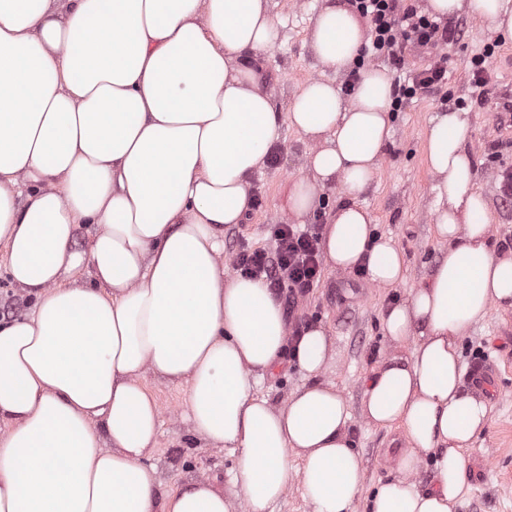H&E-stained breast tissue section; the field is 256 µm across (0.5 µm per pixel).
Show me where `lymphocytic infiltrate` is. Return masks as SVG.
Wrapping results in <instances>:
<instances>
[{
	"mask_svg": "<svg viewBox=\"0 0 512 512\" xmlns=\"http://www.w3.org/2000/svg\"><path fill=\"white\" fill-rule=\"evenodd\" d=\"M349 2L370 24L372 56L404 74L392 101L394 111L447 86L448 57L443 49L458 39L459 26L418 13L406 0ZM412 55L424 57L425 65L406 69V60ZM270 239L273 248L269 251L241 244L231 254L232 268L263 278L274 295L305 296L317 286L323 272L319 225L274 224Z\"/></svg>",
	"mask_w": 512,
	"mask_h": 512,
	"instance_id": "obj_1",
	"label": "lymphocytic infiltrate"
}]
</instances>
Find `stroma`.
Here are the masks:
<instances>
[{
	"instance_id": "35a3bbf8",
	"label": "stroma",
	"mask_w": 512,
	"mask_h": 512,
	"mask_svg": "<svg viewBox=\"0 0 512 512\" xmlns=\"http://www.w3.org/2000/svg\"><path fill=\"white\" fill-rule=\"evenodd\" d=\"M323 0H270L279 25L277 43L263 69V86L278 111H285L300 85L323 76L344 84V75L322 68L309 47L312 20ZM462 35L448 46V85L441 91L412 101L393 113L392 141L385 150L378 175L362 201L375 219L377 234L392 238L402 250L407 277L401 285L377 288L351 273L324 270L318 288L285 306L288 324L324 325L331 337L334 358L325 376L348 400L355 414L349 429L366 468V490L397 475L394 458L404 446L401 430L366 424L356 411L363 387L376 361L394 350L384 338L381 310L392 297L406 298L433 271L441 248L433 235L435 180L424 159L423 132L436 113L464 105L473 132L468 149L473 156L477 185L492 213V229L500 250H512V203L503 201L497 175L512 171V135L501 130L494 109L474 92L468 76L470 59L493 40L492 32L474 18L454 19ZM309 144L293 129L281 130L280 158L255 174L252 183L261 196L243 223L224 231L225 251L246 242L270 247L268 227L287 223L278 210L284 180L305 174ZM499 361L501 395L492 399L490 421L465 452L469 494L458 512H512V309H490L461 341V362L470 367L477 351ZM148 385L160 405L158 445L150 459L160 493H168L188 479L206 476L228 488L234 457L230 451L207 447L193 433L184 413L186 385L148 376Z\"/></svg>"
}]
</instances>
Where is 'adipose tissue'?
<instances>
[{
	"label": "adipose tissue",
	"instance_id": "obj_1",
	"mask_svg": "<svg viewBox=\"0 0 512 512\" xmlns=\"http://www.w3.org/2000/svg\"><path fill=\"white\" fill-rule=\"evenodd\" d=\"M424 8L512 40V0ZM367 33L348 0H325L309 44L338 74ZM277 38L269 0H0V255L33 300L0 322V512H270L296 479L311 512H457L464 452L489 420L462 390L460 340L491 307L512 308V252L492 241L471 116L440 112L426 129L446 252L382 313L395 351L376 362L360 415L402 426L406 446L397 478L368 494L350 406L323 379V326L297 342L305 382L278 406L256 395L290 332L262 280L228 273L224 228L250 212L252 177L287 125L311 144L285 188L289 215L309 216L337 185L326 265L363 262L377 287L401 284V250L359 202L392 138V77L367 66L349 97L312 78L276 111L259 70ZM82 224L96 227L84 248ZM149 373L186 384L194 433L232 450L234 495L196 478L158 496ZM428 456L423 491L414 476Z\"/></svg>",
	"mask_w": 512,
	"mask_h": 512
}]
</instances>
